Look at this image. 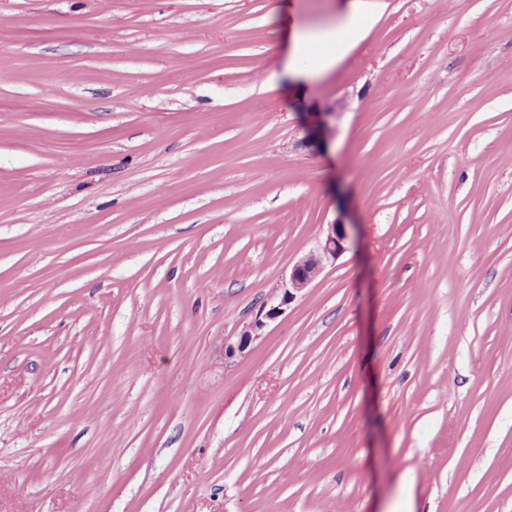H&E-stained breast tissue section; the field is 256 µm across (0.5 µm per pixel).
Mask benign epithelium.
Wrapping results in <instances>:
<instances>
[{"instance_id": "7a95c632", "label": "benign epithelium", "mask_w": 512, "mask_h": 512, "mask_svg": "<svg viewBox=\"0 0 512 512\" xmlns=\"http://www.w3.org/2000/svg\"><path fill=\"white\" fill-rule=\"evenodd\" d=\"M347 232L345 225L334 223L329 225L323 240L318 242L316 249L302 256L291 268L281 285V291L271 295L267 301L269 309H263L254 319L246 324L240 336L235 340L224 342V365H230L245 354L251 343L262 335L266 321L276 318L283 308L296 296L306 290L323 269L336 262L345 251Z\"/></svg>"}]
</instances>
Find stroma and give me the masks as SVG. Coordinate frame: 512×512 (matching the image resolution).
<instances>
[{
  "mask_svg": "<svg viewBox=\"0 0 512 512\" xmlns=\"http://www.w3.org/2000/svg\"><path fill=\"white\" fill-rule=\"evenodd\" d=\"M382 2L0 0V512H512V0ZM340 8L344 23L336 35L344 41H350L362 31L363 27L374 20L381 4L375 0H341ZM346 240L345 224H329L326 235L318 242L316 249L302 256L292 266L288 279L278 287L281 288L280 293L277 291L271 295L263 309L246 324L240 336L234 341L224 342V366L234 363L238 357L245 354L251 343L262 335L266 320L275 319L282 312L283 306L306 290L326 266L336 262L345 251ZM268 305L269 309L266 310Z\"/></svg>",
  "mask_w": 512,
  "mask_h": 512,
  "instance_id": "1",
  "label": "stroma"
}]
</instances>
